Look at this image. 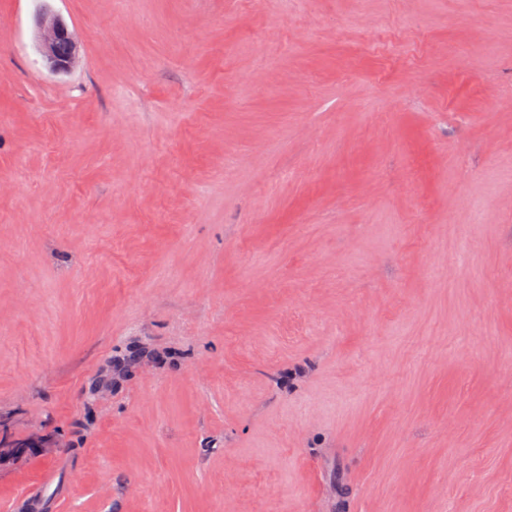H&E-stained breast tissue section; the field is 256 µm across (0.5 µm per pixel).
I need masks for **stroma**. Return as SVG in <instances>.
Masks as SVG:
<instances>
[{
    "instance_id": "stroma-1",
    "label": "stroma",
    "mask_w": 512,
    "mask_h": 512,
    "mask_svg": "<svg viewBox=\"0 0 512 512\" xmlns=\"http://www.w3.org/2000/svg\"><path fill=\"white\" fill-rule=\"evenodd\" d=\"M48 5L59 74L0 0V512H512V0ZM39 51L46 68L53 73L65 72L73 63L75 42L63 19L44 5L36 15ZM61 44H66L67 52L61 53Z\"/></svg>"
}]
</instances>
